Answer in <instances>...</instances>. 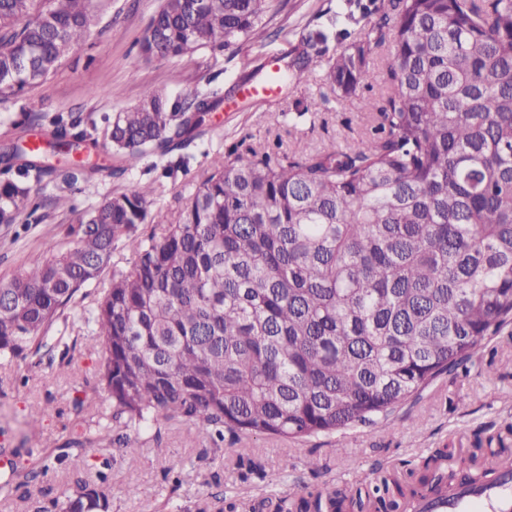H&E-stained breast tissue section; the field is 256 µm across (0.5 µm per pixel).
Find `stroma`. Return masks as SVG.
Returning a JSON list of instances; mask_svg holds the SVG:
<instances>
[{
	"label": "stroma",
	"instance_id": "1",
	"mask_svg": "<svg viewBox=\"0 0 512 512\" xmlns=\"http://www.w3.org/2000/svg\"><path fill=\"white\" fill-rule=\"evenodd\" d=\"M278 2L280 10L270 22L279 33L274 44L242 52L203 49L191 57L149 60L141 55L139 42L160 0H93L87 37L46 81L24 94L20 105L0 103V119L23 108L47 116L79 112L101 122L150 91L174 99L209 84L224 85L226 71H250L266 57L288 49L315 24L318 14L337 4ZM387 62V49H380L357 98L332 99L312 115L304 107L320 91L315 74L307 84L288 85L277 96L248 99L213 113L212 135L184 150L187 169L175 176H166L154 158H146L124 174L104 175L84 186L73 194L69 210L53 206L54 188L43 190L46 203L37 212V222L23 217L17 224L0 225V282L42 260L45 242L64 239L78 213L137 185L162 186L152 205V221L141 226V235H149L154 225L173 223L204 180L211 154L245 159L254 149L301 153L332 142L353 147L374 137L376 115L361 111L359 102L382 104ZM63 331L78 339L70 366L36 356L0 359V440L20 449L22 466L39 467L43 455L53 459L51 470L30 488L44 501L71 486L75 476L94 483L103 472L112 488V512H221L228 506L234 512H277L281 501L317 489L356 490L359 479L376 472L406 477L442 448L450 452L445 467L453 468L477 442L501 436L512 445V321L486 337L464 368L437 377L373 424L299 441L228 435L216 448L197 438L191 426L165 420L159 439L131 448L115 444L100 458L77 454L67 446L73 433L88 423L105 421L108 414L97 391L96 338L81 331L72 316L58 321L51 333ZM77 398L85 401L79 415L73 409ZM35 402L50 409L39 421L28 416V407ZM105 457L110 460L106 468L101 465ZM312 458L321 464L319 473L308 468ZM177 468L189 472L190 480L174 484Z\"/></svg>",
	"mask_w": 512,
	"mask_h": 512
}]
</instances>
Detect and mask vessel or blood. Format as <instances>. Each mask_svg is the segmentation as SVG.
I'll list each match as a JSON object with an SVG mask.
<instances>
[{
  "label": "vessel or blood",
  "mask_w": 512,
  "mask_h": 512,
  "mask_svg": "<svg viewBox=\"0 0 512 512\" xmlns=\"http://www.w3.org/2000/svg\"><path fill=\"white\" fill-rule=\"evenodd\" d=\"M512 462L491 469L484 482L464 488L440 490L424 496L407 497L404 512H512V482L506 478Z\"/></svg>",
  "instance_id": "b4317fda"
}]
</instances>
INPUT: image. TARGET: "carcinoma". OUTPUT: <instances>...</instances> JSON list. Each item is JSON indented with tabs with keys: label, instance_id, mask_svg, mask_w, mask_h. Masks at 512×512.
I'll use <instances>...</instances> for the list:
<instances>
[{
	"label": "carcinoma",
	"instance_id": "obj_1",
	"mask_svg": "<svg viewBox=\"0 0 512 512\" xmlns=\"http://www.w3.org/2000/svg\"><path fill=\"white\" fill-rule=\"evenodd\" d=\"M356 42L326 61L323 85L356 96L378 48L389 44V91L380 135L354 148L214 155L172 224L143 238L152 184L105 197L68 226L65 245L0 282V357L26 359L48 345L65 310L98 338L106 425L69 442L83 454L145 434L162 420L192 425L216 448L224 434L302 439L370 424L465 366L485 336L512 316V0H391ZM272 0H161L141 42L147 59L222 52L278 31L262 24ZM336 11L301 35L283 77L307 83ZM89 0H0V100H16L86 36ZM228 75L229 88L174 100L150 92L104 129L80 113L42 123L44 146L24 147L26 112L6 117L0 142V224L43 205H70L100 172L123 173L202 139L235 87L263 74ZM109 164L93 161L99 140ZM130 252L112 264L118 241ZM112 270L105 288L88 289ZM87 306L78 307L86 299ZM438 450L404 484L380 476L347 498L300 497L297 512H397L402 500L448 481ZM9 458L0 490L47 472ZM112 488L78 479L33 512H110Z\"/></svg>",
	"mask_w": 512,
	"mask_h": 512
}]
</instances>
